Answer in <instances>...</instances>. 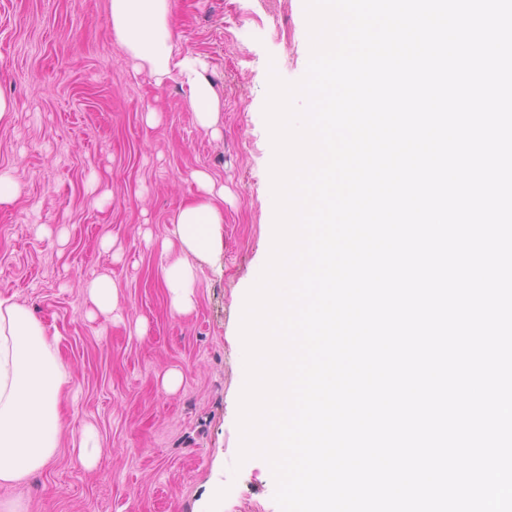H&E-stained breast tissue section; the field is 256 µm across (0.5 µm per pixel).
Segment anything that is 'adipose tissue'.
I'll use <instances>...</instances> for the list:
<instances>
[{
    "label": "adipose tissue",
    "instance_id": "1",
    "mask_svg": "<svg viewBox=\"0 0 512 512\" xmlns=\"http://www.w3.org/2000/svg\"><path fill=\"white\" fill-rule=\"evenodd\" d=\"M172 0H109L112 35L135 66L156 82L176 81L187 90L196 124L215 128L219 107L204 60L176 45L170 27ZM195 180L200 198L178 208L166 226L163 246L179 243L190 259L168 262L163 271L173 312L193 305L197 260L221 247L224 210L214 201L215 185L203 171ZM72 370L57 336L23 305L0 299V484H14L42 469L55 455L66 421L61 400Z\"/></svg>",
    "mask_w": 512,
    "mask_h": 512
}]
</instances>
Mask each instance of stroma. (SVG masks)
Segmentation results:
<instances>
[{"label":"stroma","instance_id":"1","mask_svg":"<svg viewBox=\"0 0 512 512\" xmlns=\"http://www.w3.org/2000/svg\"><path fill=\"white\" fill-rule=\"evenodd\" d=\"M173 3L176 43L207 63L213 133L194 123L177 82L133 69L113 40L109 0H0V95L13 105L0 170L20 187L0 206V298L58 333L73 373L55 455L0 487V503L19 512H203L219 479L223 512H279L268 463L238 459L240 324L271 250L268 73L295 82L306 72L304 0ZM199 170L224 186L223 246L199 261L195 307L178 315L163 268L182 250L163 255L161 240L196 196ZM93 177L112 193L101 209ZM103 274L119 286L117 314L91 319L86 286ZM87 425L103 448L91 467L77 448Z\"/></svg>","mask_w":512,"mask_h":512}]
</instances>
